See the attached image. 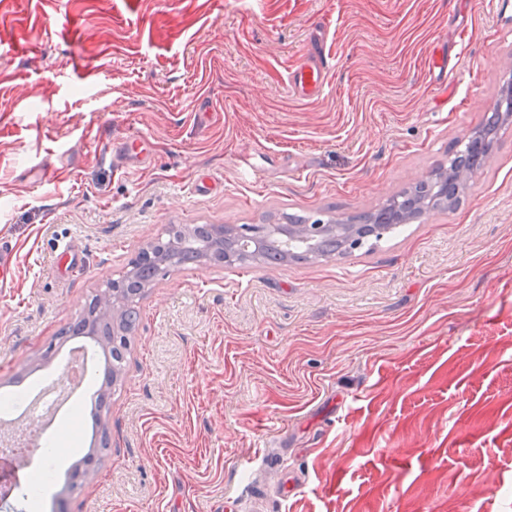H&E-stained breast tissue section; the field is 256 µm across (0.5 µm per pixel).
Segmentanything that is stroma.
Wrapping results in <instances>:
<instances>
[{"instance_id":"stroma-1","label":"stroma","mask_w":512,"mask_h":512,"mask_svg":"<svg viewBox=\"0 0 512 512\" xmlns=\"http://www.w3.org/2000/svg\"><path fill=\"white\" fill-rule=\"evenodd\" d=\"M498 2L0 0V394L56 380L60 330L170 225L354 214L427 179L512 82ZM318 31L304 100L285 68ZM127 138L150 165L102 154ZM139 310L102 431L86 396L59 417L66 464L107 437L91 478L16 512H512V122L457 207L374 251L194 264ZM277 467L296 497L255 502ZM330 69L329 52L323 41L316 43L314 55L303 63H295L286 68L288 87L300 98L311 99L318 96L327 87Z\"/></svg>"}]
</instances>
